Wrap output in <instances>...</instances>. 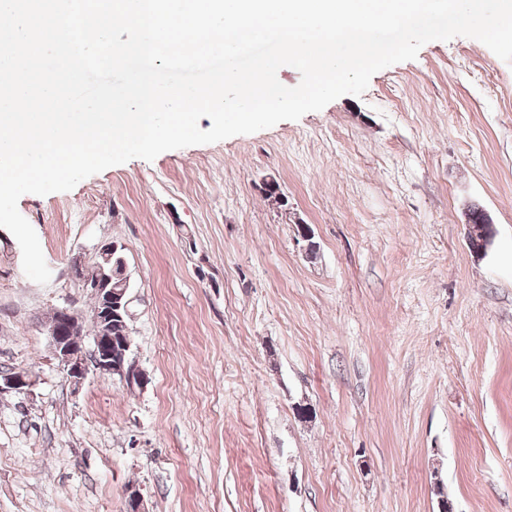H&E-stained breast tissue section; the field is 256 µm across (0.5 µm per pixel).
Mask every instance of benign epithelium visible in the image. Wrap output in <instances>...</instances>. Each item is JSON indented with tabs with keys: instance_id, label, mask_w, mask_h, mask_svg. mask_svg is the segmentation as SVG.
<instances>
[{
	"instance_id": "7a95c632",
	"label": "benign epithelium",
	"mask_w": 512,
	"mask_h": 512,
	"mask_svg": "<svg viewBox=\"0 0 512 512\" xmlns=\"http://www.w3.org/2000/svg\"><path fill=\"white\" fill-rule=\"evenodd\" d=\"M111 257L112 249L101 250V261L93 264L94 271L80 278L81 287L101 298L95 311L97 329L91 346L83 345L79 317L66 307L59 310L57 319L45 325V331L59 368L74 384L81 383L89 373L95 372L116 376L130 387H141L145 380L137 365L129 359L130 345L112 351V315L121 308L130 290V279H125L119 288L110 287L112 272L105 269V264ZM31 388V382L23 377L10 373L0 375V390L28 394Z\"/></svg>"
}]
</instances>
